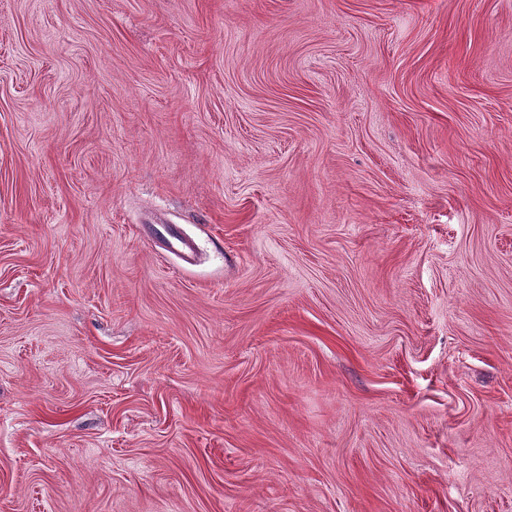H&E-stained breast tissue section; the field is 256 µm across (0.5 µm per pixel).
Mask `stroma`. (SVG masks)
Instances as JSON below:
<instances>
[{"mask_svg":"<svg viewBox=\"0 0 512 512\" xmlns=\"http://www.w3.org/2000/svg\"><path fill=\"white\" fill-rule=\"evenodd\" d=\"M0 512H512V0H0Z\"/></svg>","mask_w":512,"mask_h":512,"instance_id":"stroma-1","label":"stroma"}]
</instances>
